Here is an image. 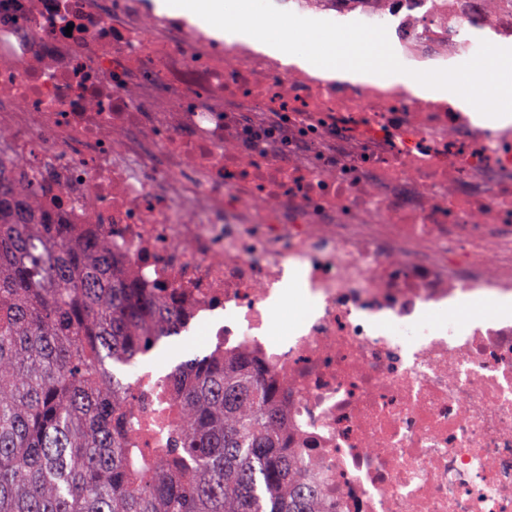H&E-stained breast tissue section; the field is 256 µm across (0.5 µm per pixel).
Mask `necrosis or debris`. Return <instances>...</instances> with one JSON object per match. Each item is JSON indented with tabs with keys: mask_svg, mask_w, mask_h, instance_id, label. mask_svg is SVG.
I'll list each match as a JSON object with an SVG mask.
<instances>
[{
	"mask_svg": "<svg viewBox=\"0 0 512 512\" xmlns=\"http://www.w3.org/2000/svg\"><path fill=\"white\" fill-rule=\"evenodd\" d=\"M293 11L386 26L417 71L512 41L501 0ZM228 112L284 116L287 148L229 131ZM0 166L261 373L325 512H512V318L426 323L465 294L512 297V126L317 78L147 0H0ZM294 268L310 306L274 345ZM176 410L143 376L133 446L165 447Z\"/></svg>",
	"mask_w": 512,
	"mask_h": 512,
	"instance_id": "necrosis-or-debris-1",
	"label": "necrosis or debris"
}]
</instances>
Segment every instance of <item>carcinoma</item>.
I'll return each mask as SVG.
<instances>
[{
  "label": "carcinoma",
  "instance_id": "1",
  "mask_svg": "<svg viewBox=\"0 0 512 512\" xmlns=\"http://www.w3.org/2000/svg\"><path fill=\"white\" fill-rule=\"evenodd\" d=\"M182 311L0 176V512H322L245 359L194 356L160 379L179 423L131 447L124 368L185 330Z\"/></svg>",
  "mask_w": 512,
  "mask_h": 512
}]
</instances>
